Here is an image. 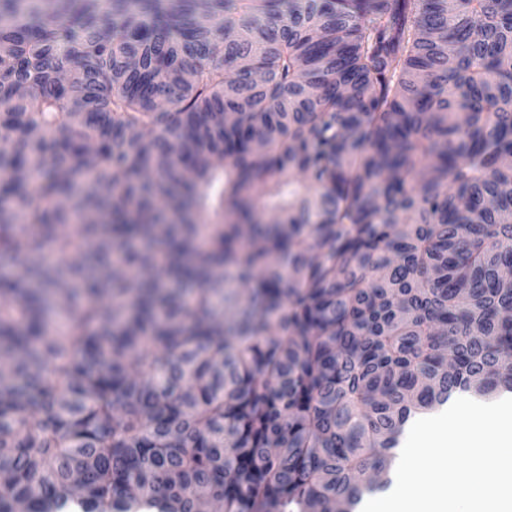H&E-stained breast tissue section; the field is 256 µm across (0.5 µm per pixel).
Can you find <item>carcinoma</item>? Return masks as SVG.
Segmentation results:
<instances>
[{"label":"carcinoma","instance_id":"cac0c4a2","mask_svg":"<svg viewBox=\"0 0 512 512\" xmlns=\"http://www.w3.org/2000/svg\"><path fill=\"white\" fill-rule=\"evenodd\" d=\"M1 102L0 512H358L512 395V0H0Z\"/></svg>","mask_w":512,"mask_h":512}]
</instances>
